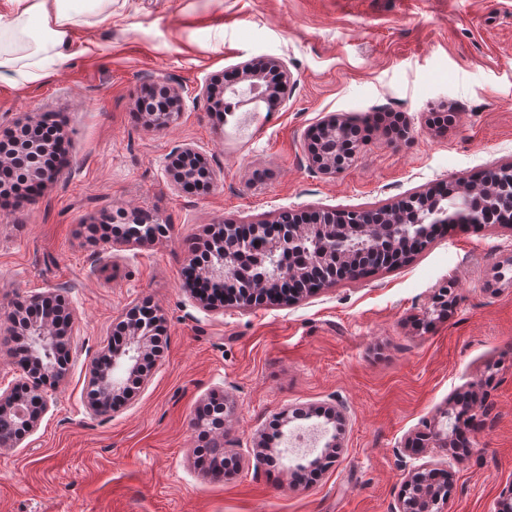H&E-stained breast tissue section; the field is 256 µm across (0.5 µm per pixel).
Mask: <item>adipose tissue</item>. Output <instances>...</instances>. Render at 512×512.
I'll return each mask as SVG.
<instances>
[{"mask_svg": "<svg viewBox=\"0 0 512 512\" xmlns=\"http://www.w3.org/2000/svg\"><path fill=\"white\" fill-rule=\"evenodd\" d=\"M112 0H0V81L14 80L24 48L30 80L46 77L48 62L65 57L73 47L77 24L111 22Z\"/></svg>", "mask_w": 512, "mask_h": 512, "instance_id": "ef3b65f1", "label": "adipose tissue"}]
</instances>
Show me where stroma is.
Segmentation results:
<instances>
[{
  "instance_id": "obj_1",
  "label": "stroma",
  "mask_w": 512,
  "mask_h": 512,
  "mask_svg": "<svg viewBox=\"0 0 512 512\" xmlns=\"http://www.w3.org/2000/svg\"><path fill=\"white\" fill-rule=\"evenodd\" d=\"M74 42L49 77L0 81V139L57 112L67 150L39 195L0 205V336L15 301L53 294L73 314L49 409L20 445L0 446V512H390L405 439L471 389L464 461L440 448L418 461L450 470L444 512H495L512 485L511 228L452 230L398 267L292 303L206 306L183 271L211 224L391 205L512 162V0H112L111 23L77 26ZM268 57L294 88L261 134H238L200 90ZM164 85L182 108L160 129L136 103ZM438 110L455 123L433 125ZM331 115L366 128L336 175L308 159L309 132ZM186 145L214 174L206 192L167 171ZM119 209L169 236L90 241L89 225ZM450 283L458 300L439 310ZM144 302L163 351L130 398L98 411L92 367ZM213 399L235 457L221 475L195 454V412ZM336 404L341 446L300 478L304 452L289 442L326 429L318 411ZM286 408L305 419L272 431Z\"/></svg>"
}]
</instances>
